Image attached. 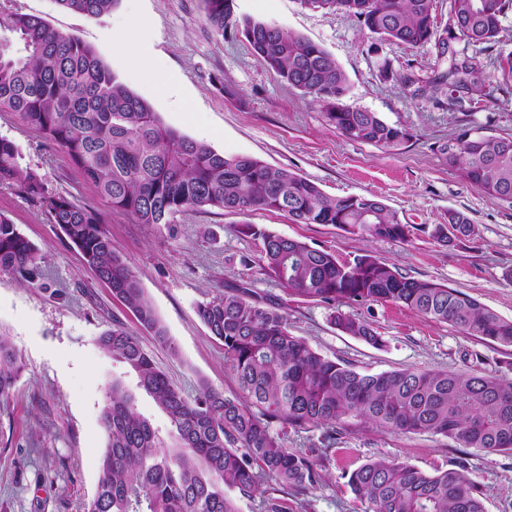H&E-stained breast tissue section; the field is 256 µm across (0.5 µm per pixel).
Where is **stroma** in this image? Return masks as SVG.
I'll list each match as a JSON object with an SVG mask.
<instances>
[{
  "mask_svg": "<svg viewBox=\"0 0 512 512\" xmlns=\"http://www.w3.org/2000/svg\"><path fill=\"white\" fill-rule=\"evenodd\" d=\"M234 5L237 17L276 25L324 48L348 77V105L408 129L410 139L386 149L344 137L319 103L264 68L240 33L215 35L202 0H119L100 18L63 10L56 0H0V10L37 15L56 31L79 36L181 134L224 155H247L295 172L330 196H375L415 232L407 242L372 239L332 224H296L284 213L265 210L195 208L167 224H139L125 212L109 211L104 229L165 326L174 344L168 351L85 264L45 206L18 187L0 186V215L37 249L26 271L0 272V336L24 363L10 395L0 401V512H83L98 488L107 439L101 414L112 379L133 387L137 411L167 434L168 418L155 400L135 389L124 365L99 347V336L113 326L139 336L155 366L186 399L195 400L205 384L236 392L223 346L197 315L200 304L229 288L280 307L292 335L359 371L448 370L512 380L511 346L466 335L399 304L341 307L368 320L383 347L344 335L330 322L332 306L288 294L260 264L261 240L239 232L241 225L254 224L342 261L370 254L407 277L460 290L512 319V281L503 277L512 268V206L448 168L439 152L461 127L512 136V82L504 81L497 59L512 52V11L494 50L479 54L462 40L449 41L450 52L478 55L485 72L482 93L455 109L448 105L447 86L437 81L444 67L434 46L378 41L357 16L312 10L301 0ZM404 75L420 80L423 93L403 86ZM0 137L19 147L22 165L38 174L46 195L103 208L67 153L17 113L0 112ZM452 210L465 212L477 234L449 248L424 229L447 223ZM377 456L427 474L462 470L481 488L487 512H512V454L486 455L442 435H405L357 421L328 451L316 490L303 496L270 488L238 494L236 510L265 512L273 496L286 512H362L347 476Z\"/></svg>",
  "mask_w": 512,
  "mask_h": 512,
  "instance_id": "obj_1",
  "label": "stroma"
}]
</instances>
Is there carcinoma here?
Listing matches in <instances>:
<instances>
[{"mask_svg":"<svg viewBox=\"0 0 512 512\" xmlns=\"http://www.w3.org/2000/svg\"><path fill=\"white\" fill-rule=\"evenodd\" d=\"M91 17L112 11L117 0H56ZM206 21L224 36L233 27L269 71L323 105L346 138L396 148L408 137L377 113L344 103L345 72L321 46L271 24L234 16V0H203ZM304 6L344 11L363 19L381 41L448 52V35L488 51L499 43L512 0H450V23L439 33L434 0H301ZM448 88L482 92L476 57L451 60L442 75ZM0 111L17 113L61 147L109 208L140 224H168L175 214L213 207L231 212L277 211L296 224H334L373 239L406 241L410 225L376 197H329L313 181L274 169L250 156H226L165 126L150 104L131 92L76 35H63L35 15L0 14ZM441 150L481 191L512 206V137L470 134L462 127ZM18 147L0 138V183L46 199L59 225L112 295L136 316L155 341L173 348L135 272L103 230L105 215L63 195L45 197L39 176L19 162ZM259 238L267 274L288 291L328 305L400 303L468 336L512 346V320L472 296L427 280L406 277L370 255L340 261L309 244L243 224ZM462 212L437 224L429 236L456 247L475 236ZM36 259L34 245L0 215V271H23ZM211 335L224 346L238 393L201 384L190 402L159 371L139 338L121 326L105 331L101 348L134 374L168 417L164 440L135 408L134 396L112 381L102 411L107 433L96 496L84 512H236L225 489L243 495L274 482L294 496L319 486L321 459L288 447L287 429L321 431L333 448L349 420L402 433L443 435L484 454L512 453V381L492 374L395 370L362 373L323 356L290 334L287 317L234 290L198 307ZM342 333L374 346L372 325L339 310L330 316ZM16 350L0 336V400L21 373ZM348 486L364 512H486L481 490L458 469L426 474L377 457L353 470Z\"/></svg>","mask_w":512,"mask_h":512,"instance_id":"1","label":"carcinoma"}]
</instances>
